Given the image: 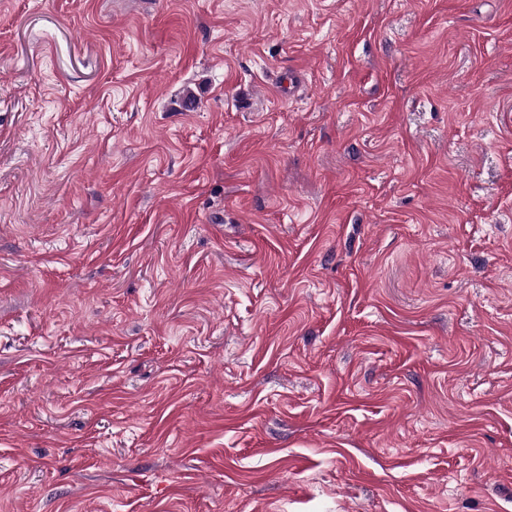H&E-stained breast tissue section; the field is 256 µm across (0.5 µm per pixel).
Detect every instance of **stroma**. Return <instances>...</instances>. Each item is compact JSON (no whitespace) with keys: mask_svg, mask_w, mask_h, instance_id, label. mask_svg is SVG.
Returning a JSON list of instances; mask_svg holds the SVG:
<instances>
[{"mask_svg":"<svg viewBox=\"0 0 512 512\" xmlns=\"http://www.w3.org/2000/svg\"><path fill=\"white\" fill-rule=\"evenodd\" d=\"M0 512H512V0H0Z\"/></svg>","mask_w":512,"mask_h":512,"instance_id":"1","label":"stroma"}]
</instances>
